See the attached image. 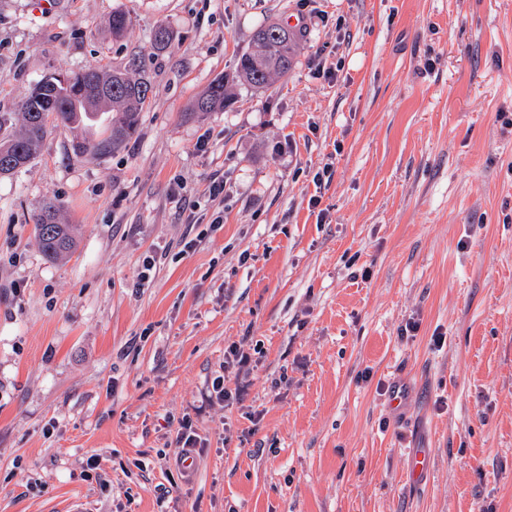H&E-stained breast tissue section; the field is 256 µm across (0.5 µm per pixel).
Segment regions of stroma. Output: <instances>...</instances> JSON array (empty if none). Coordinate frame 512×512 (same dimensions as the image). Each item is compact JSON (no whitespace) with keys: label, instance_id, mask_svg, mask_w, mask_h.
<instances>
[{"label":"stroma","instance_id":"35a3bbf8","mask_svg":"<svg viewBox=\"0 0 512 512\" xmlns=\"http://www.w3.org/2000/svg\"><path fill=\"white\" fill-rule=\"evenodd\" d=\"M292 17L286 76L193 113ZM134 58L125 147L0 176V512H512V0H0V112ZM59 209L57 203L48 201L42 204L34 216L41 250L49 260L59 259L76 244V227L74 224H62L59 221Z\"/></svg>","mask_w":512,"mask_h":512}]
</instances>
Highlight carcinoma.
I'll use <instances>...</instances> for the list:
<instances>
[{"label": "carcinoma", "instance_id": "carcinoma-1", "mask_svg": "<svg viewBox=\"0 0 512 512\" xmlns=\"http://www.w3.org/2000/svg\"><path fill=\"white\" fill-rule=\"evenodd\" d=\"M131 25L123 12L112 14V36L121 38ZM296 35L278 25L260 27L249 50L239 56L232 74L209 83L196 100L199 115L222 110L230 101L229 85L241 80L264 88L292 69ZM151 91L144 66L88 67L77 72L40 79L19 104L18 112H0V175H10L32 163L48 133V123L72 134L71 148L78 157L99 158L120 150L136 133ZM20 124V131H11ZM60 206L48 201L34 216L44 256L57 260L76 244V227L59 221Z\"/></svg>", "mask_w": 512, "mask_h": 512}]
</instances>
